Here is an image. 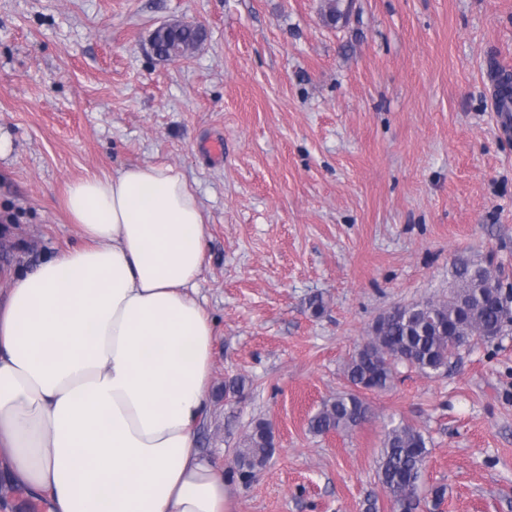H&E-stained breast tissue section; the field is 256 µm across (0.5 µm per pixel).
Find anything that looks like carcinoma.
Masks as SVG:
<instances>
[{
    "label": "carcinoma",
    "mask_w": 512,
    "mask_h": 512,
    "mask_svg": "<svg viewBox=\"0 0 512 512\" xmlns=\"http://www.w3.org/2000/svg\"><path fill=\"white\" fill-rule=\"evenodd\" d=\"M205 38L200 25H169L156 34L158 53L167 55L181 49L186 55ZM501 279L500 268L465 264L456 270L448 298L396 305L386 311L380 325L370 330L343 364L348 388L323 402L309 420L310 430L318 435L350 432L366 419L369 410L361 391L390 387L401 366L425 377L444 373L462 347L503 335L512 327V289L506 292L491 287ZM273 447L270 426L256 423L235 449L228 477L251 482L265 467ZM428 454L427 441L415 427L399 422L384 431L378 476L393 512L418 509Z\"/></svg>",
    "instance_id": "1"
}]
</instances>
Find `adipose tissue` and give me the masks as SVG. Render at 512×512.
Returning <instances> with one entry per match:
<instances>
[{
  "instance_id": "obj_1",
  "label": "adipose tissue",
  "mask_w": 512,
  "mask_h": 512,
  "mask_svg": "<svg viewBox=\"0 0 512 512\" xmlns=\"http://www.w3.org/2000/svg\"><path fill=\"white\" fill-rule=\"evenodd\" d=\"M64 204L79 245L0 268V483L41 512H228L197 447L215 331L194 187L137 164L74 180Z\"/></svg>"
}]
</instances>
